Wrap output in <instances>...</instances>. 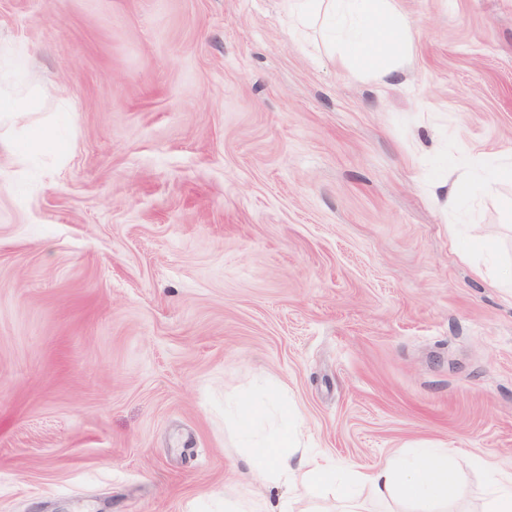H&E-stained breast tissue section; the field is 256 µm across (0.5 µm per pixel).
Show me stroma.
<instances>
[{"mask_svg":"<svg viewBox=\"0 0 512 512\" xmlns=\"http://www.w3.org/2000/svg\"><path fill=\"white\" fill-rule=\"evenodd\" d=\"M401 5L381 81L284 0H0L67 141L0 149V512H224L225 405L264 392L360 472L447 449L480 512L512 470V181L448 191L512 157V0Z\"/></svg>","mask_w":512,"mask_h":512,"instance_id":"stroma-1","label":"stroma"}]
</instances>
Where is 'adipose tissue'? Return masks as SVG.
<instances>
[{"mask_svg": "<svg viewBox=\"0 0 512 512\" xmlns=\"http://www.w3.org/2000/svg\"><path fill=\"white\" fill-rule=\"evenodd\" d=\"M288 8L304 21L325 17L327 32L351 72H369L385 79L408 63L412 25L401 11L400 0H289ZM28 65L25 50H7V75L0 82V146L20 154L62 150V142L53 137L47 126L26 119L41 106L36 90L14 87ZM236 412L240 427L249 433L256 484L283 481L294 490L293 495L279 502L276 512H293L306 493L312 491L324 497L335 487L336 468L326 459L305 457L299 464H292L290 455L298 451L299 443L291 415H284L280 428L260 434L252 432L251 427L264 414L263 403L241 401ZM359 480L369 485L378 498H405L413 504V512H448V496L455 486L456 473L447 453L424 448L410 460L389 463L360 475Z\"/></svg>", "mask_w": 512, "mask_h": 512, "instance_id": "obj_1", "label": "adipose tissue"}]
</instances>
